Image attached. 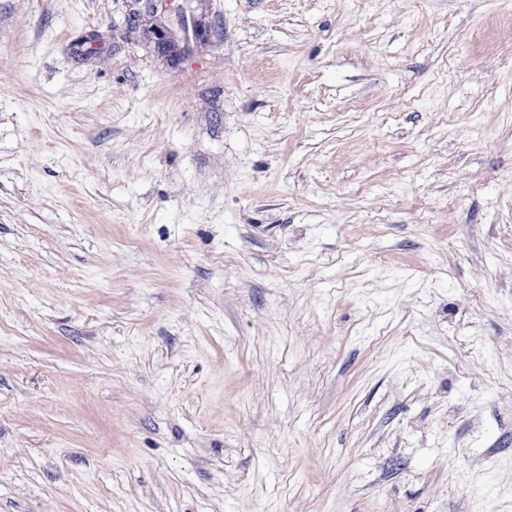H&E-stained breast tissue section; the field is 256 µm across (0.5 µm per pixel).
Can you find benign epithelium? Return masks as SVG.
Returning <instances> with one entry per match:
<instances>
[{"label": "benign epithelium", "mask_w": 512, "mask_h": 512, "mask_svg": "<svg viewBox=\"0 0 512 512\" xmlns=\"http://www.w3.org/2000/svg\"><path fill=\"white\" fill-rule=\"evenodd\" d=\"M174 10L181 16V31L175 33L165 26L153 23L143 29L144 39L152 44L158 53L174 60L184 53L192 42H205L208 39L206 18L194 12L186 13V7L175 0H133L130 17L138 20L143 16H152L158 12Z\"/></svg>", "instance_id": "benign-epithelium-1"}]
</instances>
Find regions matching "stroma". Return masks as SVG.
I'll return each mask as SVG.
<instances>
[{"label": "stroma", "instance_id": "35a3bbf8", "mask_svg": "<svg viewBox=\"0 0 512 512\" xmlns=\"http://www.w3.org/2000/svg\"><path fill=\"white\" fill-rule=\"evenodd\" d=\"M0 0V512H512V0ZM133 7L130 12V18L138 21L142 16H154L160 10L161 13L168 12L173 8L181 16V31L175 33L165 25L152 23L143 29L144 39L152 44L158 53L174 61L176 56L184 53L190 42H205L208 39V25L206 18L202 14H196L191 11L189 18L186 16V7L184 4L174 5L175 0L156 1V0H133Z\"/></svg>", "mask_w": 512, "mask_h": 512}]
</instances>
